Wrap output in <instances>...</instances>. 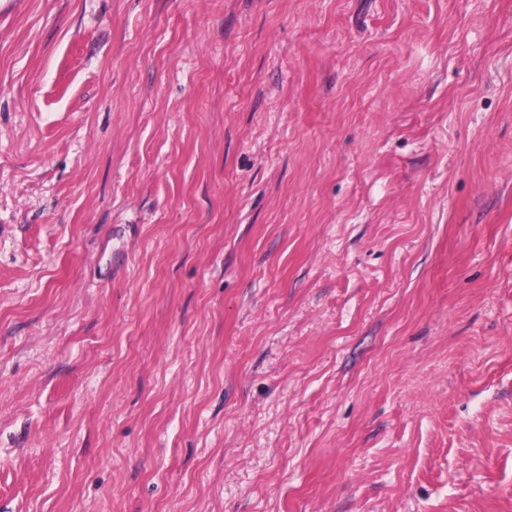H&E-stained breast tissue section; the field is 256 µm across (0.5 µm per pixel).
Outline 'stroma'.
Wrapping results in <instances>:
<instances>
[{
	"mask_svg": "<svg viewBox=\"0 0 512 512\" xmlns=\"http://www.w3.org/2000/svg\"><path fill=\"white\" fill-rule=\"evenodd\" d=\"M0 512H512V0H0Z\"/></svg>",
	"mask_w": 512,
	"mask_h": 512,
	"instance_id": "1",
	"label": "stroma"
}]
</instances>
